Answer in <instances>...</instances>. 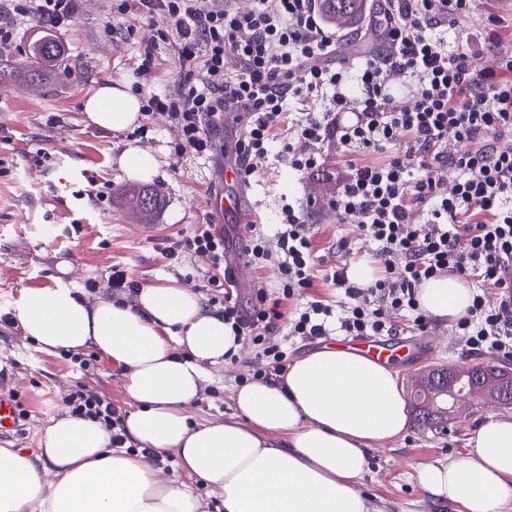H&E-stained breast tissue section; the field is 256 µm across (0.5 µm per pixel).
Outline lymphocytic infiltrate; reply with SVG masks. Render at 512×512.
Masks as SVG:
<instances>
[{"label": "lymphocytic infiltrate", "instance_id": "obj_1", "mask_svg": "<svg viewBox=\"0 0 512 512\" xmlns=\"http://www.w3.org/2000/svg\"><path fill=\"white\" fill-rule=\"evenodd\" d=\"M77 2L0 0V44L12 41L17 19L61 28L74 18ZM135 2L151 23L139 73L152 77L154 50L162 44L179 64L195 65L172 94L136 88L144 113L174 119L178 155H212L216 143L205 126L241 112L247 121L233 152L243 179L276 145L303 173L320 169L323 145L351 157L327 206L371 245L378 272L370 285L355 282L344 265L318 270L308 224L317 206L312 198L285 204L275 235L247 227L249 262L275 267L277 301L259 287L250 307L239 304L237 280L224 267V233L214 224L195 225L166 248L169 258L186 253L212 268L208 304L221 308L242 348L261 359L254 379L286 371L284 330L317 339L328 335L333 317L348 335L388 336L400 314L425 331L430 319L416 291L423 280L444 274L475 289L455 325L469 350L512 358V51L489 44L494 66L484 69L467 42L449 46L439 35L464 26L471 0H376L370 19L376 44L354 64L339 59L318 0H256L247 12L236 0ZM406 87L412 103L398 105L395 92ZM310 100L320 108H307ZM300 102L304 110L289 116L291 104ZM360 153L382 159L359 163ZM318 276L342 290L341 310L313 301L284 319L281 301ZM65 405L73 416L100 421L110 447L124 446V416L109 398L82 388Z\"/></svg>", "mask_w": 512, "mask_h": 512}]
</instances>
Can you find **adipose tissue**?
<instances>
[{"mask_svg":"<svg viewBox=\"0 0 512 512\" xmlns=\"http://www.w3.org/2000/svg\"><path fill=\"white\" fill-rule=\"evenodd\" d=\"M141 103L123 86H100L83 111L88 123L134 126ZM473 290L441 275L417 291L441 322L464 315ZM40 351L94 348L119 369L133 404L125 418L137 448L116 452L100 422L63 417L30 457L0 448V512H204L153 455L175 453L181 468L219 497L222 512H381L361 496L369 449L405 434L406 399L396 373L364 356L325 348L296 359L284 377L250 381L235 396V420L192 423L204 370L235 340L222 316L193 290L148 285L132 298L79 299L63 280L28 289L16 310ZM467 455L427 463L416 479L432 499L459 512H500L512 500V420L488 418Z\"/></svg>","mask_w":512,"mask_h":512,"instance_id":"ef3b65f1","label":"adipose tissue"}]
</instances>
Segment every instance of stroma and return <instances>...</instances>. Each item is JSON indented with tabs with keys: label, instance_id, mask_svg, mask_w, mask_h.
Instances as JSON below:
<instances>
[{
	"label": "stroma",
	"instance_id": "35a3bbf8",
	"mask_svg": "<svg viewBox=\"0 0 512 512\" xmlns=\"http://www.w3.org/2000/svg\"><path fill=\"white\" fill-rule=\"evenodd\" d=\"M114 19L121 27L135 29V38L124 42L113 38L107 25ZM33 29V24L21 25L14 43L0 47L4 85L14 92L10 100L0 101V387L17 390L23 410L20 431L1 436L0 447L35 455L44 429L66 416L62 399L72 390L86 387L125 411L130 405L119 371L96 350H83L88 361L83 367L72 352H41L18 322H5V315L15 313L27 289L50 286L60 275L90 301L107 296L106 283L117 265L141 285L173 279L206 295L208 266L191 256L168 258L165 248L189 235L193 225L209 220L223 229L228 247H239L246 227L232 205L238 196L255 209L258 225L269 235L275 232L283 204L314 196L320 207L309 223L317 255L328 263L351 267L370 261L371 255L366 249L350 255L337 251V240L353 235L354 228L337 223L325 208L335 181L294 170L286 154L272 153L250 184L218 183L223 151L234 144L235 125L208 126L221 153L190 161L174 154L175 129L163 113L150 116L144 136L131 127L113 131L86 123L83 103L99 86L121 83L130 88L140 80L137 66L147 27L136 8L116 17L111 0H79L73 21L59 34L69 68L41 83L24 79ZM465 31L483 64H490L484 49L491 38H498L501 49L512 48V0H473ZM130 146L141 147L159 163L149 185L158 192L160 205L145 218L133 199L138 183L128 179L118 164L120 154ZM217 194L225 201L220 211L211 205ZM76 224L81 225V234H74ZM89 281L98 283L97 293L86 291ZM424 336L433 345L432 353L396 361L393 369L400 384L431 366L491 360L490 355L470 353L452 323L431 321ZM255 365L253 353L245 349L235 365L207 366L203 393L190 409L193 421L235 417L239 378ZM491 414L507 419L512 410L472 404L445 433L411 424L403 436L371 450L369 471L359 480V491L384 512H456L425 494L416 481V468L466 455L474 429Z\"/></svg>",
	"mask_w": 512,
	"mask_h": 512
}]
</instances>
